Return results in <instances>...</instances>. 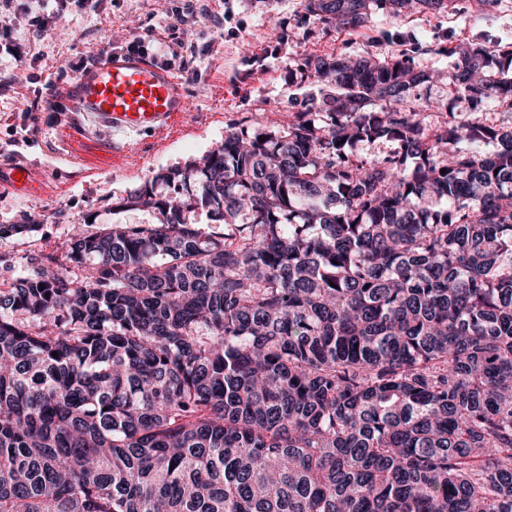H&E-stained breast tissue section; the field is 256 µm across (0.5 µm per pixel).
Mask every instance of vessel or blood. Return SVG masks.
<instances>
[{
  "label": "vessel or blood",
  "mask_w": 512,
  "mask_h": 512,
  "mask_svg": "<svg viewBox=\"0 0 512 512\" xmlns=\"http://www.w3.org/2000/svg\"><path fill=\"white\" fill-rule=\"evenodd\" d=\"M75 111L121 132L162 131L188 109L180 78L149 57L101 50L75 78ZM43 172L17 164L0 172V185L21 198L43 193Z\"/></svg>",
  "instance_id": "1"
}]
</instances>
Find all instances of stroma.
<instances>
[{"label":"stroma","instance_id":"35a3bbf8","mask_svg":"<svg viewBox=\"0 0 512 512\" xmlns=\"http://www.w3.org/2000/svg\"><path fill=\"white\" fill-rule=\"evenodd\" d=\"M209 21L188 26L183 54L194 55L195 69L180 72L189 110L168 129L134 135L112 133L74 112L75 82L63 77L53 96V111L42 113L28 142L11 143L10 130L21 124L19 106L43 92L44 81L70 60L95 57L108 43L143 37L168 41L169 0H98L85 13L57 19L46 36L29 34L17 24L23 52L15 61L0 52V79H10L0 93V168L26 163L44 171L41 197L23 201L0 188V225L25 230L0 239V281L20 275L26 257H63L73 225L88 234L111 231L117 224H154L150 209L122 201L159 171L185 168L220 147L228 127L256 121L287 123L293 113L309 111L319 88L302 80L303 57L343 53L361 56L372 42L408 51L415 66L447 70V56L430 54L435 45L452 46L481 37L492 46L512 49V0H457L453 13L413 14L405 19L376 13L363 33L340 36L326 31L304 0H194ZM114 140L123 151L101 156L98 143Z\"/></svg>","mask_w":512,"mask_h":512}]
</instances>
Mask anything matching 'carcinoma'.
I'll return each instance as SVG.
<instances>
[{
	"label": "carcinoma",
	"instance_id": "carcinoma-1",
	"mask_svg": "<svg viewBox=\"0 0 512 512\" xmlns=\"http://www.w3.org/2000/svg\"><path fill=\"white\" fill-rule=\"evenodd\" d=\"M429 52L448 72L303 58L316 111L228 129L124 201L159 223L0 282V512H512V50ZM438 82L465 106L432 126Z\"/></svg>",
	"mask_w": 512,
	"mask_h": 512
}]
</instances>
